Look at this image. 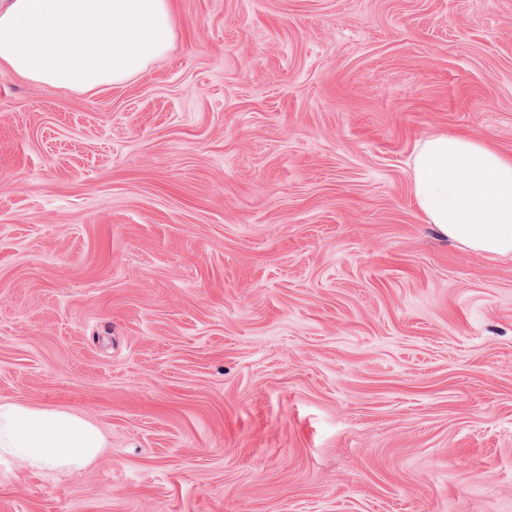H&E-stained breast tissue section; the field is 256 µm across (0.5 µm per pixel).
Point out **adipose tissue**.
<instances>
[{"mask_svg":"<svg viewBox=\"0 0 512 512\" xmlns=\"http://www.w3.org/2000/svg\"><path fill=\"white\" fill-rule=\"evenodd\" d=\"M171 0H0V68L49 88L126 81L170 48ZM429 223L475 253L512 256V156L476 135L425 139L410 163ZM104 438L88 418L0 400V460L76 473Z\"/></svg>","mask_w":512,"mask_h":512,"instance_id":"obj_1","label":"adipose tissue"}]
</instances>
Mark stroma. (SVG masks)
<instances>
[{"label": "stroma", "instance_id": "obj_1", "mask_svg": "<svg viewBox=\"0 0 512 512\" xmlns=\"http://www.w3.org/2000/svg\"><path fill=\"white\" fill-rule=\"evenodd\" d=\"M90 92L0 69V399L90 419L0 512H512V256L408 164L512 154V0H175Z\"/></svg>", "mask_w": 512, "mask_h": 512}]
</instances>
